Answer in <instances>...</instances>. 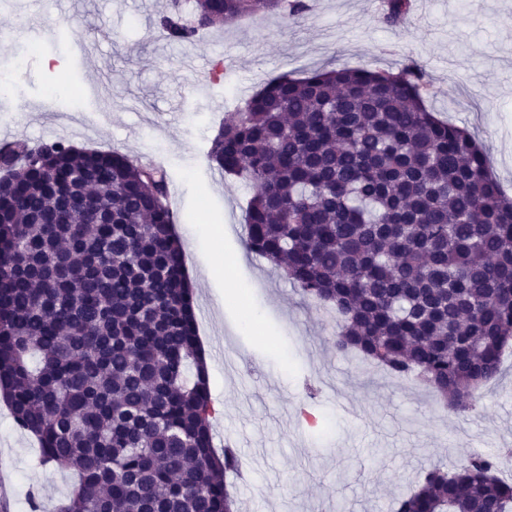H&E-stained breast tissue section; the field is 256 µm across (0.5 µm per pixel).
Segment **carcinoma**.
I'll return each mask as SVG.
<instances>
[{
  "mask_svg": "<svg viewBox=\"0 0 512 512\" xmlns=\"http://www.w3.org/2000/svg\"><path fill=\"white\" fill-rule=\"evenodd\" d=\"M411 0H385L400 25ZM305 0H170L168 39ZM414 63L282 74L209 140L254 189L245 246L336 317L333 348L416 377L465 413L512 345V197ZM0 155V394L42 462L77 474L57 512H232L215 451L169 176L126 155L18 144ZM502 457L433 465L395 512H512Z\"/></svg>",
  "mask_w": 512,
  "mask_h": 512,
  "instance_id": "obj_1",
  "label": "carcinoma"
}]
</instances>
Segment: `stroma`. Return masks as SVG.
<instances>
[{
	"label": "stroma",
	"mask_w": 512,
	"mask_h": 512,
	"mask_svg": "<svg viewBox=\"0 0 512 512\" xmlns=\"http://www.w3.org/2000/svg\"><path fill=\"white\" fill-rule=\"evenodd\" d=\"M299 24L279 14L211 31L195 45L160 36L168 0H82L76 11L0 0V93L11 127L37 146L62 140L132 158L171 177L169 207L207 341L215 432L239 450L238 512H386L434 464L512 448V353L475 408L457 415L430 389L332 346L336 320L267 261L246 252L249 186L211 168L208 141L271 77L323 67L428 73L439 118L464 127L512 196V0H416L411 22L382 23L369 0H307ZM244 263L213 274L219 259ZM316 394L307 397V386ZM7 512H42L75 476L39 462L35 438L0 399Z\"/></svg>",
	"instance_id": "stroma-1"
}]
</instances>
